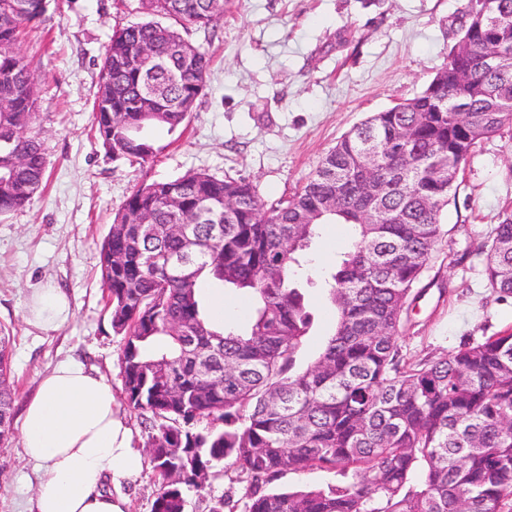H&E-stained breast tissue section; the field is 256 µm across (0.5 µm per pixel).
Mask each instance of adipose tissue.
Wrapping results in <instances>:
<instances>
[{"mask_svg":"<svg viewBox=\"0 0 512 512\" xmlns=\"http://www.w3.org/2000/svg\"><path fill=\"white\" fill-rule=\"evenodd\" d=\"M70 313L57 288L40 289L26 307L27 317L49 329ZM21 447L37 473L27 512H127L122 487L143 460L106 376L60 361L24 407Z\"/></svg>","mask_w":512,"mask_h":512,"instance_id":"1","label":"adipose tissue"}]
</instances>
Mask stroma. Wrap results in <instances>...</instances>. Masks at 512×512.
Instances as JSON below:
<instances>
[{"mask_svg":"<svg viewBox=\"0 0 512 512\" xmlns=\"http://www.w3.org/2000/svg\"><path fill=\"white\" fill-rule=\"evenodd\" d=\"M136 0H64L26 28L20 53L38 78L37 127L47 154L44 192L0 216V330L11 336L19 400L60 360L99 370L112 384L132 445L149 431L125 400L122 340L103 292L99 245L112 217L142 180H171L193 169L250 182L266 204L292 196L320 158L370 114L423 92L466 21L469 0H227L213 37L186 39L212 59L206 87L183 133L154 128L159 151L146 166L106 157L90 128L100 64L118 25L142 21ZM442 218L445 236L406 299L398 344L411 362L434 360L512 326V298L486 286L476 247L512 210V136L480 142L458 177ZM352 244L345 224L323 228L322 280ZM40 288L63 290L68 320L47 330L24 319ZM313 326L297 356H319L335 312L323 289L309 291ZM21 434L0 445V512H23L35 475Z\"/></svg>","mask_w":512,"mask_h":512,"instance_id":"35a3bbf8","label":"stroma"}]
</instances>
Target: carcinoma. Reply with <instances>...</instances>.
I'll return each instance as SVG.
<instances>
[{
    "label": "carcinoma",
    "instance_id": "cac0c4a2",
    "mask_svg": "<svg viewBox=\"0 0 512 512\" xmlns=\"http://www.w3.org/2000/svg\"><path fill=\"white\" fill-rule=\"evenodd\" d=\"M150 20L113 29L101 63L92 131L114 160L141 166L156 155L145 131L185 123L210 72L202 46L158 18L205 32L224 0H137ZM47 0H0V214L44 190L46 152L37 120L38 81L18 52L24 28ZM496 40L473 44L470 23L422 92L375 112L344 135L290 199L270 206L241 179L203 169L143 181L115 213L100 244L106 303L122 336L127 405L148 422L158 476L153 512H185L173 474H208L224 464L244 483V512H512V328L463 343L423 364L397 343L406 299L445 235L442 215L461 168L485 139L512 128V64L481 60L512 53V0H470ZM147 46L154 59L141 56ZM477 61L459 75V54ZM410 138L398 140L399 131ZM24 162L18 164L13 155ZM376 197L360 191L366 175ZM341 193L334 210L330 197ZM232 195L235 204L224 205ZM179 199L171 207L169 197ZM309 223H304V220ZM187 224L184 234L170 231ZM326 224H349L353 243L324 278L336 312L316 361L295 369L312 323L304 275ZM477 251L491 293L512 298V212ZM192 263L185 282L177 260ZM254 299L243 328L207 317L203 283ZM10 337L0 336V442L13 433L17 389ZM352 471L325 489H281L289 473Z\"/></svg>",
    "mask_w": 512,
    "mask_h": 512
}]
</instances>
